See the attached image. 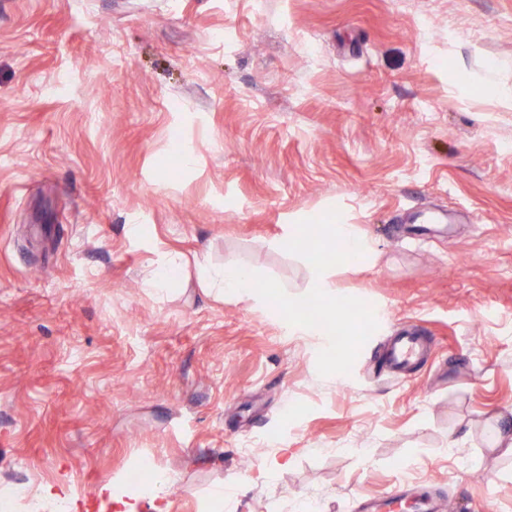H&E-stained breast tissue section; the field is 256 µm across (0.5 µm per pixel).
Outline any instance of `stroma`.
Listing matches in <instances>:
<instances>
[{"mask_svg":"<svg viewBox=\"0 0 512 512\" xmlns=\"http://www.w3.org/2000/svg\"><path fill=\"white\" fill-rule=\"evenodd\" d=\"M512 0H0V486L512 512ZM357 225L353 261L293 224ZM249 269L251 299L168 254ZM353 300L289 329L314 262ZM387 307L369 319L364 308ZM419 324L409 375L377 367ZM223 502H216L217 488ZM186 261L175 256L164 261L147 282L149 288H168L185 276Z\"/></svg>","mask_w":512,"mask_h":512,"instance_id":"obj_1","label":"stroma"}]
</instances>
